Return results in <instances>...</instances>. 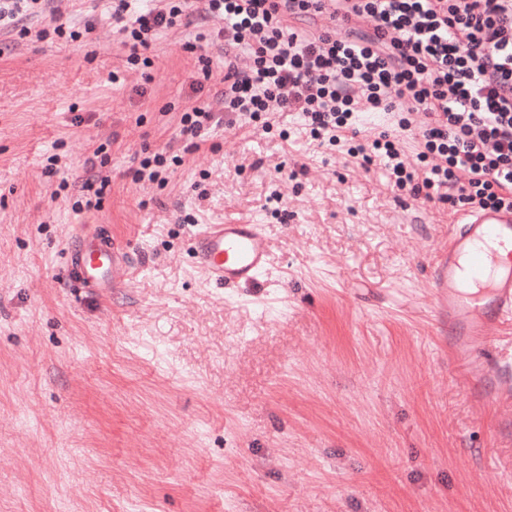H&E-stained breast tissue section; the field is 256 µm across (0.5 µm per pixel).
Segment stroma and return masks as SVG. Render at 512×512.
Masks as SVG:
<instances>
[{"label": "stroma", "mask_w": 512, "mask_h": 512, "mask_svg": "<svg viewBox=\"0 0 512 512\" xmlns=\"http://www.w3.org/2000/svg\"><path fill=\"white\" fill-rule=\"evenodd\" d=\"M53 7L92 43L0 30V512H512V402L449 361L429 280L458 213L289 113L188 148L179 115L224 75L194 28L145 74L104 0ZM102 144L110 189L74 213ZM164 146L166 185L134 182ZM227 220L261 225L271 274L192 266ZM86 227L133 257L106 295L69 274ZM210 45L213 46L214 41L212 38H208V35L203 32L195 33L194 42H188L185 44V49L191 52L197 50L200 52L198 56V62L201 66V74L205 80H208L212 73L213 56L210 55L208 51Z\"/></svg>", "instance_id": "1"}]
</instances>
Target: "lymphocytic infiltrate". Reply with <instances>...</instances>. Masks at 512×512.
Listing matches in <instances>:
<instances>
[{
  "instance_id": "lymphocytic-infiltrate-1",
  "label": "lymphocytic infiltrate",
  "mask_w": 512,
  "mask_h": 512,
  "mask_svg": "<svg viewBox=\"0 0 512 512\" xmlns=\"http://www.w3.org/2000/svg\"><path fill=\"white\" fill-rule=\"evenodd\" d=\"M110 0L112 25L130 65L152 67L148 51L196 17L220 20L186 48L212 73V41L224 45L215 102L184 109L178 135L195 142L222 116L269 130L275 112H294L311 138L336 144L360 113L393 114L399 130L421 113L416 162L383 133L351 147L381 160L394 187L425 203L512 209V0H166L133 9ZM51 0H0V28L27 37V19ZM221 103L214 112L213 103Z\"/></svg>"
}]
</instances>
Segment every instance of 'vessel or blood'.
Wrapping results in <instances>:
<instances>
[{
	"label": "vessel or blood",
	"mask_w": 512,
	"mask_h": 512,
	"mask_svg": "<svg viewBox=\"0 0 512 512\" xmlns=\"http://www.w3.org/2000/svg\"><path fill=\"white\" fill-rule=\"evenodd\" d=\"M512 247V210H473L438 255L433 286L441 310L457 335L474 337L479 358L472 372L478 381L493 379L496 398L512 396V365L499 364L491 321H512V270L500 273L497 248ZM193 264L220 286L251 283L270 268V249L260 225L209 224L191 236ZM75 282L83 288L109 289L129 273V253L116 243L92 234L81 237L74 252ZM476 290L460 291L461 279Z\"/></svg>",
	"instance_id": "b4317fda"
}]
</instances>
